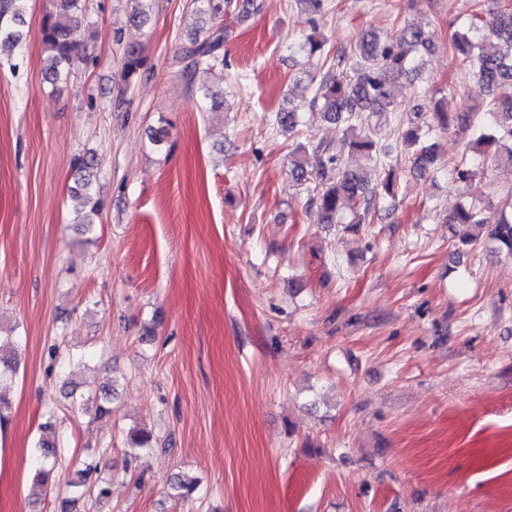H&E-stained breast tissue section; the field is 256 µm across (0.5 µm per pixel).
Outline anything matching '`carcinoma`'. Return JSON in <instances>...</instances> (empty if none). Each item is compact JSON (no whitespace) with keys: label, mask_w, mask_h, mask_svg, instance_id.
<instances>
[{"label":"carcinoma","mask_w":512,"mask_h":512,"mask_svg":"<svg viewBox=\"0 0 512 512\" xmlns=\"http://www.w3.org/2000/svg\"><path fill=\"white\" fill-rule=\"evenodd\" d=\"M29 0H0V49L21 43L23 31L19 29ZM85 16L84 0H52L40 23L44 51V71L49 83L68 78L77 64L88 59L87 47L80 39L79 27ZM461 16L464 23L454 31L451 42L458 62L465 74L473 77L491 92L484 116L492 133L475 132V139L468 150L496 166L507 163L512 167V8L499 10L484 17L465 3ZM502 46L499 51H488L485 42ZM224 42V32H209L206 24L195 28L194 40L187 53L193 57L194 68L211 70L218 61V51ZM429 38L420 27L406 25L389 40H380L375 34L361 37L349 53L336 58V69L325 73L314 88L310 107L323 119L347 125L348 138L342 146L333 148L318 145L314 148L320 156L318 183L313 201L329 224L341 222L350 214L346 229L357 231L367 223L377 200L394 195L395 176L389 171L380 182L370 188L364 182L363 164L379 163L377 144L373 136L362 127L361 115L365 112H389L394 99L389 89L394 75L410 73L417 69V54L428 49ZM146 66L141 50L129 46L124 51L122 73L127 82L133 81ZM436 127L441 130L473 128L468 114L451 115L438 110L433 113ZM274 123L290 132L299 124L295 108L277 112ZM410 123L402 137L415 148L413 164L429 171L435 168V147L426 143L427 132ZM72 185L69 190L81 199L84 214L77 219L76 230L89 234L94 231L102 205L94 185L97 179L95 155L85 153L72 162ZM448 231L457 235V226L463 224L467 231L460 235V243L474 248L488 241L497 249L512 255V212L495 210L492 203L485 205L462 204L445 218ZM16 352L0 345V377L17 371ZM39 457L34 473L35 483L47 490L53 489L52 475L61 458L62 449L57 440L38 443ZM98 465L85 464L70 483L73 492L102 499L109 495L105 482L96 476ZM177 497L193 495L197 482L180 475L173 480Z\"/></svg>","instance_id":"1"}]
</instances>
